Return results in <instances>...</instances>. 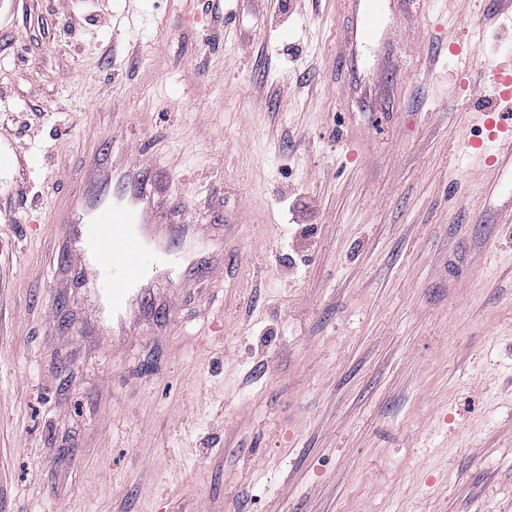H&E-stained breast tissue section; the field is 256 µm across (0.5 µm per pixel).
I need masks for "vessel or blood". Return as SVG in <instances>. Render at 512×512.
<instances>
[{
  "label": "vessel or blood",
  "instance_id": "b4317fda",
  "mask_svg": "<svg viewBox=\"0 0 512 512\" xmlns=\"http://www.w3.org/2000/svg\"><path fill=\"white\" fill-rule=\"evenodd\" d=\"M397 27V16L378 0H353L352 20L341 28L337 46L352 54ZM483 67L495 104L474 113L480 135L468 139L464 149L498 170L499 179L486 187L492 197L505 189L503 174L512 173V55L484 59ZM146 170L142 160L124 166L94 162L92 191L52 215L59 237L79 250L74 285L96 297L91 316L116 346L126 342L134 322L150 311V279L161 271L184 275L192 264L190 253L170 248L156 224L163 187L150 181Z\"/></svg>",
  "mask_w": 512,
  "mask_h": 512
}]
</instances>
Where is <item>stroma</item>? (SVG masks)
<instances>
[{
  "mask_svg": "<svg viewBox=\"0 0 512 512\" xmlns=\"http://www.w3.org/2000/svg\"><path fill=\"white\" fill-rule=\"evenodd\" d=\"M497 8L405 16L375 84L334 0L0 15V512H512V224L452 146L512 54ZM129 147L210 243L115 352L44 218Z\"/></svg>",
  "mask_w": 512,
  "mask_h": 512,
  "instance_id": "obj_1",
  "label": "stroma"
}]
</instances>
